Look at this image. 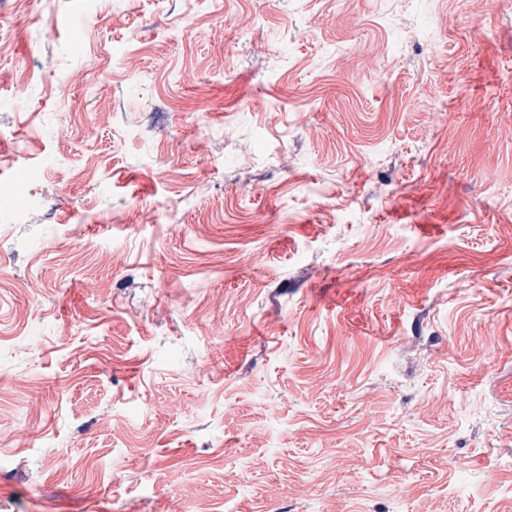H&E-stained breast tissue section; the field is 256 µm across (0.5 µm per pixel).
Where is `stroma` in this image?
Segmentation results:
<instances>
[{
    "instance_id": "1",
    "label": "stroma",
    "mask_w": 512,
    "mask_h": 512,
    "mask_svg": "<svg viewBox=\"0 0 512 512\" xmlns=\"http://www.w3.org/2000/svg\"><path fill=\"white\" fill-rule=\"evenodd\" d=\"M512 0H0V512H512Z\"/></svg>"
}]
</instances>
